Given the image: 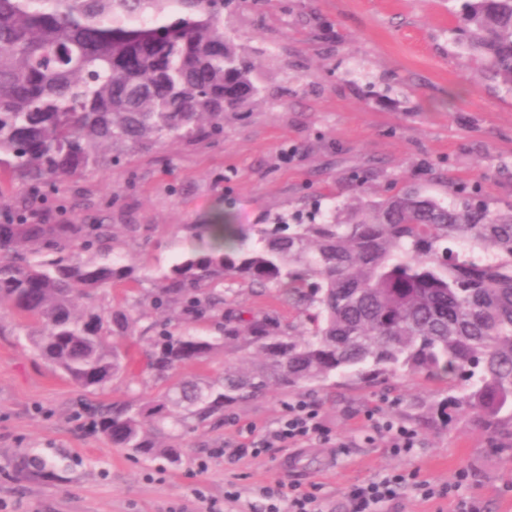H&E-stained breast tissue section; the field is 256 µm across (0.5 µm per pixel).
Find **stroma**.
I'll use <instances>...</instances> for the list:
<instances>
[{
  "instance_id": "stroma-1",
  "label": "stroma",
  "mask_w": 512,
  "mask_h": 512,
  "mask_svg": "<svg viewBox=\"0 0 512 512\" xmlns=\"http://www.w3.org/2000/svg\"><path fill=\"white\" fill-rule=\"evenodd\" d=\"M448 0H233L224 29L255 65L260 98L224 117L218 140L135 151L111 168L65 177L46 206L80 224H114V252L143 278L140 293L113 288V305L139 317L122 348L142 354L154 323L217 333V317L191 321L155 309L153 285L199 241L192 225L228 214L245 232L327 212L357 192L380 199L413 185L447 199L455 181L478 201L512 207V90L483 80L467 42L452 31ZM224 309L303 324L285 291L224 282ZM167 387L148 371L83 390L32 349L17 320L0 317V512H269L279 483H297L320 512H348L351 486L398 471L443 486L470 471L456 497L424 500L405 489L381 512H455L457 498L483 512H512V459L494 452L476 421L432 420L446 385L405 375L372 387L351 378L224 407V418L180 436V465L115 448L91 428L83 403ZM314 405L329 439L238 456L277 429L289 403ZM415 428L419 443L395 455L370 416ZM55 464L59 482L17 479L20 455Z\"/></svg>"
}]
</instances>
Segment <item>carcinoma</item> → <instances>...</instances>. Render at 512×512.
I'll list each match as a JSON object with an SVG mask.
<instances>
[{
    "label": "carcinoma",
    "mask_w": 512,
    "mask_h": 512,
    "mask_svg": "<svg viewBox=\"0 0 512 512\" xmlns=\"http://www.w3.org/2000/svg\"><path fill=\"white\" fill-rule=\"evenodd\" d=\"M459 2L455 28L486 76L512 88V0ZM259 93L212 0H0V192L16 181L29 189L0 210V313L22 318L38 356L76 386L128 374L129 351L110 339L131 335L134 319L100 303V293L136 280L135 269L110 258L113 225L56 221L37 188L54 192L59 179L108 169L128 152L211 139L224 113ZM254 232L249 246L223 215L200 226L197 236L213 245L173 265L155 285L156 304L199 318L222 313L220 286L232 277L287 289L288 302L310 310L309 327L229 313L218 336L161 330L148 362L160 377L218 352L252 350L258 363L226 367L204 385L180 379L148 403L94 407L91 426L112 446L175 465L181 452L163 443L167 434L218 420L224 403L272 384L422 375L448 381L432 419L470 415L496 451L512 454V208L406 188ZM17 478L59 474L26 453Z\"/></svg>",
    "instance_id": "carcinoma-1"
}]
</instances>
